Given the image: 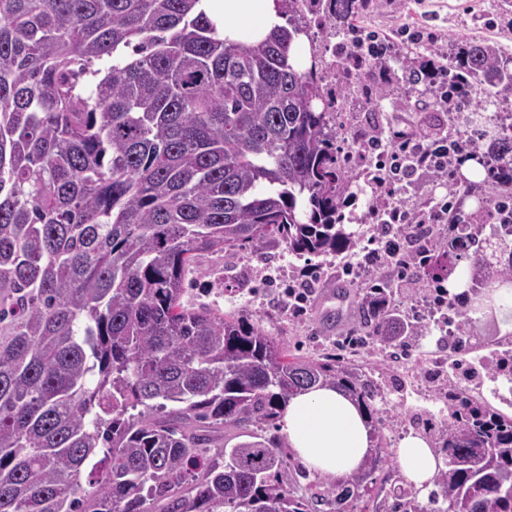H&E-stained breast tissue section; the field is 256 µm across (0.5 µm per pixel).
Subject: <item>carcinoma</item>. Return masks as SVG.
<instances>
[{"instance_id":"obj_1","label":"carcinoma","mask_w":512,"mask_h":512,"mask_svg":"<svg viewBox=\"0 0 512 512\" xmlns=\"http://www.w3.org/2000/svg\"><path fill=\"white\" fill-rule=\"evenodd\" d=\"M199 0H0V512H354L367 478L390 463L377 440L338 485L285 472L275 427L295 394L334 385L369 415L381 386L351 364L294 356L257 321L182 303L203 253L279 238L297 255L350 250L342 209L356 176L337 141L352 137L336 79L289 56L347 44L366 0H281L288 25L246 45L215 36ZM132 50L107 70L97 63ZM367 76L385 63L349 47ZM436 82L425 68L398 83ZM448 108L423 102L408 136L448 163L494 168L495 222L478 216L430 239L418 281L448 280L475 258L456 294L457 330L489 278L512 281V131L456 136L459 106L482 124L485 102L512 92V53L471 38L448 49ZM448 123L434 128L431 115ZM488 235H483L484 229ZM392 289L371 288L361 322L372 343L409 346ZM232 427L244 441L224 447ZM445 454L433 484L442 512H512V418L448 380ZM102 470L93 491L87 466ZM403 484L375 512H421Z\"/></svg>"}]
</instances>
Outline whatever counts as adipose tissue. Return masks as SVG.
Returning a JSON list of instances; mask_svg holds the SVG:
<instances>
[{
	"label": "adipose tissue",
	"mask_w": 512,
	"mask_h": 512,
	"mask_svg": "<svg viewBox=\"0 0 512 512\" xmlns=\"http://www.w3.org/2000/svg\"><path fill=\"white\" fill-rule=\"evenodd\" d=\"M198 10L215 24L229 42L254 44L273 29L284 26L280 0H199ZM473 320L495 318L502 330L512 331V284L495 285L481 307L469 311ZM288 445L314 475L332 480L358 471L372 444L370 427L361 405L332 387H316L293 397L280 419ZM395 457L403 477L415 487L431 486L438 461L425 436H403Z\"/></svg>",
	"instance_id": "obj_1"
}]
</instances>
